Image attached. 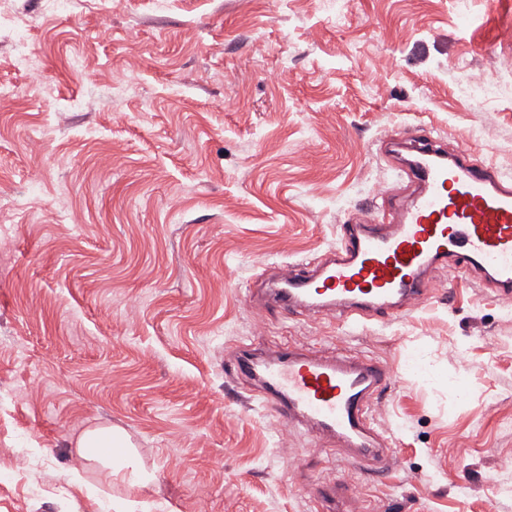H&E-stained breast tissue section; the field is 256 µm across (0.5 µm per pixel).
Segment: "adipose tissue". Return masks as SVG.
I'll return each mask as SVG.
<instances>
[{
    "instance_id": "1",
    "label": "adipose tissue",
    "mask_w": 512,
    "mask_h": 512,
    "mask_svg": "<svg viewBox=\"0 0 512 512\" xmlns=\"http://www.w3.org/2000/svg\"><path fill=\"white\" fill-rule=\"evenodd\" d=\"M127 444L125 434L109 425L87 429L75 440L77 456L83 463L97 464L104 481L117 479L125 484L127 495L113 501V512H151V504L137 503L136 495L151 483L152 477L138 466Z\"/></svg>"
}]
</instances>
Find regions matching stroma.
I'll list each match as a JSON object with an SVG mask.
<instances>
[{
    "instance_id": "obj_1",
    "label": "stroma",
    "mask_w": 512,
    "mask_h": 512,
    "mask_svg": "<svg viewBox=\"0 0 512 512\" xmlns=\"http://www.w3.org/2000/svg\"><path fill=\"white\" fill-rule=\"evenodd\" d=\"M0 512H112L70 438L122 429L174 512H512V308L468 273L354 328L255 300L387 201L422 128L512 176V0H0ZM29 53L17 69V39ZM399 373L383 474L264 408L227 350Z\"/></svg>"
}]
</instances>
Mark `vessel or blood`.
I'll list each match as a JSON object with an SVG mask.
<instances>
[{"mask_svg": "<svg viewBox=\"0 0 512 512\" xmlns=\"http://www.w3.org/2000/svg\"><path fill=\"white\" fill-rule=\"evenodd\" d=\"M388 144L411 153L396 169L411 187L409 198L395 200L386 189L382 199L395 202L389 214L340 225L324 261L280 267L266 305L333 314L351 325L376 314L392 318L430 300L428 276L436 267L476 273L498 297L512 296V178L432 131L395 135ZM228 355L288 426L335 442L361 466L387 456L366 419L378 396L398 384L389 365L293 346L264 357L237 346Z\"/></svg>", "mask_w": 512, "mask_h": 512, "instance_id": "vessel-or-blood-1", "label": "vessel or blood"}]
</instances>
